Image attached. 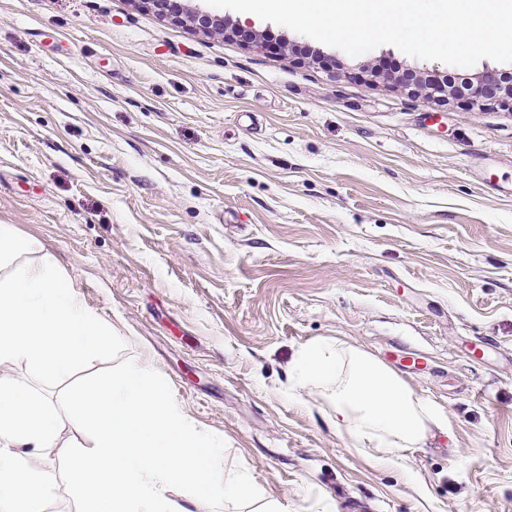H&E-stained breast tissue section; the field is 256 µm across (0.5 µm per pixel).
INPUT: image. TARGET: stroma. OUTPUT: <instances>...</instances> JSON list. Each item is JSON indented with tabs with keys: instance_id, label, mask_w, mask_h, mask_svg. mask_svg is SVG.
<instances>
[{
	"instance_id": "1",
	"label": "stroma",
	"mask_w": 512,
	"mask_h": 512,
	"mask_svg": "<svg viewBox=\"0 0 512 512\" xmlns=\"http://www.w3.org/2000/svg\"><path fill=\"white\" fill-rule=\"evenodd\" d=\"M261 48L143 0H0V224L227 444L243 510L512 512V106L440 105L392 69L254 19ZM315 341L398 355L447 427L378 465L293 398Z\"/></svg>"
}]
</instances>
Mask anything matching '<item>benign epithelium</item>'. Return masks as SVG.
<instances>
[{
    "label": "benign epithelium",
    "instance_id": "obj_1",
    "mask_svg": "<svg viewBox=\"0 0 512 512\" xmlns=\"http://www.w3.org/2000/svg\"><path fill=\"white\" fill-rule=\"evenodd\" d=\"M150 4L158 14L181 19L194 29L203 33H220L228 31L246 35L244 42H257V33L250 27L230 26L224 18L206 11L187 9L183 12L170 10L172 0H143ZM410 78L395 79V86L401 91L412 94H422L436 103H446L450 100L483 105L512 102V73L498 70H485L476 75H463L453 84L444 82L428 84L418 72H409Z\"/></svg>",
    "mask_w": 512,
    "mask_h": 512
}]
</instances>
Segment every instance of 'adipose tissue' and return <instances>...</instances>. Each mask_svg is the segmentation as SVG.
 <instances>
[{
    "mask_svg": "<svg viewBox=\"0 0 512 512\" xmlns=\"http://www.w3.org/2000/svg\"><path fill=\"white\" fill-rule=\"evenodd\" d=\"M300 387L316 389L335 380L330 422L353 447L372 450L378 461L395 464L429 432L442 428L443 414L430 400L417 396L383 363L350 347L311 344L297 364Z\"/></svg>",
    "mask_w": 512,
    "mask_h": 512,
    "instance_id": "ef3b65f1",
    "label": "adipose tissue"
}]
</instances>
